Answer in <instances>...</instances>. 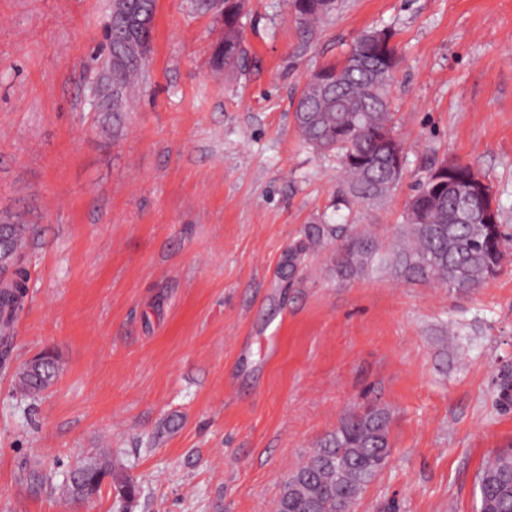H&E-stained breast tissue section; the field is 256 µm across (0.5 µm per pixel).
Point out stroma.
<instances>
[{"label":"stroma","mask_w":512,"mask_h":512,"mask_svg":"<svg viewBox=\"0 0 512 512\" xmlns=\"http://www.w3.org/2000/svg\"><path fill=\"white\" fill-rule=\"evenodd\" d=\"M112 0H0V224L28 238L14 368L50 349L36 403L0 373V512H276L288 474L348 412L391 414V454L354 512H477L478 473L512 444V256L460 294L330 249L280 265L331 211L341 170L302 144L308 76L394 30L403 178L351 223L391 244L438 160L488 179L512 233V0H339L315 30L247 0L243 61L214 70L216 12L156 0L150 80L120 121L91 106ZM111 449L138 488L34 492Z\"/></svg>","instance_id":"stroma-1"}]
</instances>
